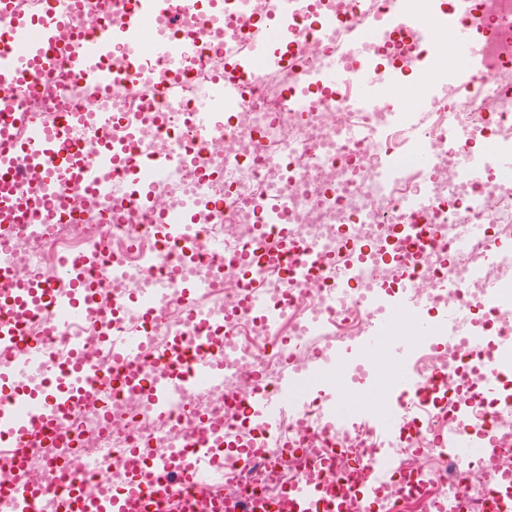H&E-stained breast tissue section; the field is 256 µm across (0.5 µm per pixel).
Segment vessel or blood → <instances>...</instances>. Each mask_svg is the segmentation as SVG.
<instances>
[{"instance_id": "obj_1", "label": "vessel or blood", "mask_w": 512, "mask_h": 512, "mask_svg": "<svg viewBox=\"0 0 512 512\" xmlns=\"http://www.w3.org/2000/svg\"><path fill=\"white\" fill-rule=\"evenodd\" d=\"M90 4L105 11L121 10L126 15L122 26L103 23L91 37L76 38L63 43L58 33L67 21V15L55 7L53 0H42L35 16L24 20L15 15L10 0H0V80L26 87L37 86L53 80L58 60H65L71 81L87 92H101L110 88L117 75L108 67L112 53H126V77L132 91H139L144 75L153 74L157 94L165 95L178 89L185 77L183 66L189 61H202L200 46L183 37L148 39L150 24L165 20L176 21L181 4L204 11L211 23L222 26L233 16L237 0H89ZM304 0H276L268 20L259 22L252 29L245 50L234 59V69L228 74L215 76L210 83L209 101L195 111L200 130L210 132L221 126L226 110L238 104L245 81L258 70L279 67L288 58V48L296 43L300 34L299 20L304 13ZM448 19L438 21L421 0H413L407 7L399 8L380 23H367L355 29L358 43L383 41L392 30H400L426 43L429 48L431 70L446 69L447 58L457 62L455 70L465 83L479 80L484 72L485 47L490 30L487 23L477 21L472 13V0H448ZM320 83L333 89L350 86L357 105L374 106L378 90L366 67H349L342 55L331 54L321 65ZM17 120L15 110L0 105V142L6 150L0 154V212L18 208L22 196V173L30 167L44 171L38 189L39 203L29 209L27 224L45 223L50 208L55 207L66 185L73 184L93 192L99 200L115 197L133 204L136 211H151L153 196L141 176L149 171L151 176L162 177L181 166L189 148L177 141L168 150L148 156L143 165H135L140 152L138 115L128 113L123 120V134L111 141L106 151L92 159L77 156L70 131L80 124V114L66 113L62 123L50 127L42 122L28 121V131L22 140L10 134ZM458 144L457 165L461 175L471 176L485 166L496 167L512 174V151H479L467 132L456 135ZM198 201H189L179 211L154 225L158 241L173 245L172 264L185 266L197 261L201 250L216 253L217 244H204L195 234ZM268 223L273 224L277 239L272 251L284 252L285 266L293 281L305 284L313 280L320 261L318 247L307 240L293 238L283 222V213L275 203L264 208ZM399 236L406 248L413 253L431 248L433 237L422 225L401 226ZM90 261L81 253L62 257L59 276L61 287L40 286L14 279L0 289V305L11 313L0 317V351L13 353L12 364L0 370V380L9 384L11 391L0 396V448L17 458H24L30 446L40 439L57 442L70 441L71 436L60 424L64 412L72 409L82 398L102 391L104 381L97 371L72 356L51 377H44L39 362L41 345L38 340L23 336L17 313L44 305L54 308L62 323L71 325L86 317L83 272ZM181 299L187 318L200 333H207L213 316L200 308L197 299L209 287L208 281L176 278L172 283ZM378 305L377 328L367 337L364 346L374 354L392 359L396 366L392 386L402 397H423L426 383L416 382L403 367L404 361L415 345L435 334V325L428 321L423 310L429 305L426 294L414 299L389 302L383 294L374 297ZM402 320L404 327L398 334L386 336L380 328L395 320ZM148 341L146 334L111 335L106 343L113 358L121 364L139 359ZM330 357L315 360L303 371L284 373L277 388L269 389L264 382H254L241 394L237 402L244 411L255 418L263 430L274 429L288 411L300 408L309 400V386ZM224 375L207 357L195 356L177 362L166 376L146 380L144 388L151 408L157 415L170 412L173 396L222 381ZM224 437L217 432L202 431L188 438L185 447L165 458L152 457L147 449L134 448L128 458L131 470L125 471L111 495L91 501L79 495L80 478L68 477L67 493L44 487L31 489L15 487L1 495L10 512H44L45 503L55 505V512H144L145 505H153L154 512H188L189 501L218 476L210 462ZM394 439H387L383 450L364 466L366 478L360 493L364 502L377 496L375 478L378 474L394 469ZM144 466L152 471L150 483L140 482L132 472L133 467ZM324 483L317 481L310 467L301 468L287 490L290 512H318L327 499Z\"/></svg>"}]
</instances>
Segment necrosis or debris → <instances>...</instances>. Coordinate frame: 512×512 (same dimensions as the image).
Listing matches in <instances>:
<instances>
[{
  "instance_id": "necrosis-or-debris-1",
  "label": "necrosis or debris",
  "mask_w": 512,
  "mask_h": 512,
  "mask_svg": "<svg viewBox=\"0 0 512 512\" xmlns=\"http://www.w3.org/2000/svg\"><path fill=\"white\" fill-rule=\"evenodd\" d=\"M475 13L491 24L486 46V78L463 88L448 84L443 98L421 115L394 119L395 98L387 96L367 112L348 104L344 90L329 92L310 84L292 95L299 69L315 70L331 49H344L351 28L392 11L397 0H309L300 20L304 36L285 65L257 72L245 86L244 99L222 129L200 136L189 119L206 95L210 72L196 69L177 92L143 99L140 142L149 150L166 149L172 139L187 142L190 162L156 184L153 209L135 218L125 200L101 204L79 189L66 190L60 204L70 217L15 230V215L0 214V237L9 241L7 261L13 277L59 284L65 251L87 253L98 267L88 278V316L78 330L57 331L58 317L44 308L25 319L23 333L41 342L47 371L65 360L71 345L103 376L112 374V353L101 332L103 324L129 332H148L151 343L138 364L128 366L133 377L164 374L165 354L172 337L194 347L197 328L185 316L182 302L168 293L162 305L163 325L138 303L167 278L166 263H151L160 246L151 231L161 217L177 212L189 196L206 200L197 222L205 238L224 242L220 258H201L183 274L210 280L200 307L217 313L210 331L215 346L210 360L224 371L222 384L190 394L186 405L167 417L156 416L143 392L108 389L87 399L66 417L75 436L73 447L54 443L34 447L26 461L0 450V491L60 484L62 471L81 476V494L94 499L112 492L111 474L121 473L126 451L144 447L166 457L196 428L197 418L223 433L230 454L217 457L224 469V500L275 505L287 512L286 490L305 463L306 453L342 457L336 485L343 495L341 512H365L358 493L362 462L373 457L381 439L370 423H345L336 432L323 430L317 408L307 407L288 417L277 439L234 403L235 395L260 378L275 384L287 368L302 369L322 349L343 347L364 336L375 321L364 298L371 288L390 292L409 283L427 291L435 316H454L465 328H493L512 336V307L491 309L486 287L512 288V253L489 255L491 243L512 240V176L484 172L475 182L464 179L456 165L451 133L469 130L475 139L493 135L512 144V0H474ZM69 16L62 41L94 33L102 21L119 25L124 13L100 15L75 0H55ZM274 0H240L231 26L220 29L196 13L185 14L179 35L200 42L213 64L229 66L226 41L243 44L255 22L272 11ZM331 14L340 24L332 35L319 25ZM427 53L408 39L388 37L366 46L349 65L365 64L373 79L385 86L400 78L426 83ZM0 102L46 124L56 123L67 107L85 114L89 127L122 133L121 121L130 106L125 83H114L99 96L73 86L66 64H59L55 81L31 90L0 81ZM433 148L430 169L418 168L414 156ZM432 198L427 215L413 205L418 195ZM279 197L291 235L313 241L324 263L312 284L287 280L256 256L271 240L259 202ZM426 223L437 239L434 250L411 254L395 235L404 224ZM463 224L479 227L476 236L460 233ZM356 261L358 276L350 296L327 300L336 268ZM278 307L282 317L266 324L263 309ZM492 352L472 355L456 336H437L419 349L414 369L423 380L439 379L426 400L400 398L394 409L406 420L398 450L399 469L385 482L372 512H494L496 475L512 471V406L486 400L478 390ZM473 424L477 435L492 436L498 448L494 461L448 455L444 446L461 422ZM112 451L104 463L101 449Z\"/></svg>"
}]
</instances>
